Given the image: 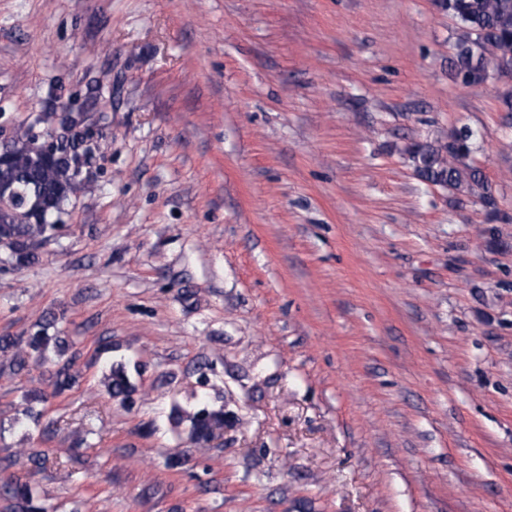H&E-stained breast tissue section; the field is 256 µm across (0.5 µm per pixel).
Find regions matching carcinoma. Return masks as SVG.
<instances>
[{
	"label": "carcinoma",
	"mask_w": 512,
	"mask_h": 512,
	"mask_svg": "<svg viewBox=\"0 0 512 512\" xmlns=\"http://www.w3.org/2000/svg\"><path fill=\"white\" fill-rule=\"evenodd\" d=\"M459 30L455 44L453 79L477 85L489 77V68L500 75L512 73V0H439ZM88 106L78 112H42L28 126L18 128L0 142V249L5 262L25 266L38 260V251L55 238L66 207L92 190L91 168L97 148L84 145L86 129L97 122L93 112L101 98L100 86L90 87ZM471 134L459 132L439 145L417 142L406 149L415 173L423 181L460 190L483 184L479 170L461 156L470 154ZM56 317L46 316L26 336H0V359L19 373L45 362L54 347L61 355L70 345L66 339L48 334ZM74 358L56 365L47 379L52 393L74 386ZM106 392L123 403L132 400L136 386L123 363L110 366ZM191 437L207 441L224 426V412L205 408L189 416ZM29 462L25 475H12L0 484L10 512H46L35 494L32 473L40 470L45 451L24 452Z\"/></svg>",
	"instance_id": "cac0c4a2"
}]
</instances>
